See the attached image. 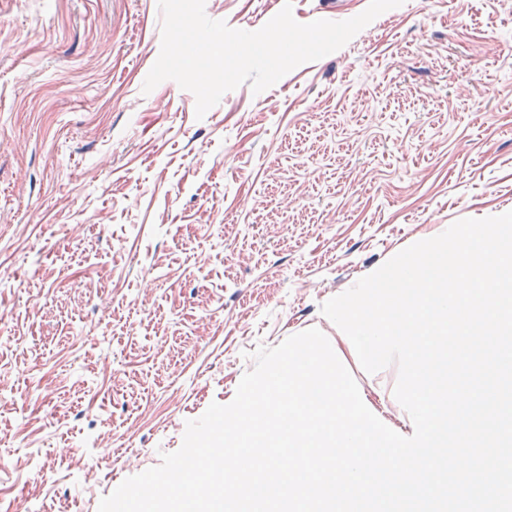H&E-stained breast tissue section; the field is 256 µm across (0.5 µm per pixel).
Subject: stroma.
I'll return each instance as SVG.
<instances>
[{
  "label": "stroma",
  "mask_w": 512,
  "mask_h": 512,
  "mask_svg": "<svg viewBox=\"0 0 512 512\" xmlns=\"http://www.w3.org/2000/svg\"><path fill=\"white\" fill-rule=\"evenodd\" d=\"M291 3L206 0L255 31ZM157 0H0V512H98L230 403L249 354L319 329L401 428L327 300L457 220L512 211V0H404L203 119L143 93Z\"/></svg>",
  "instance_id": "1"
}]
</instances>
